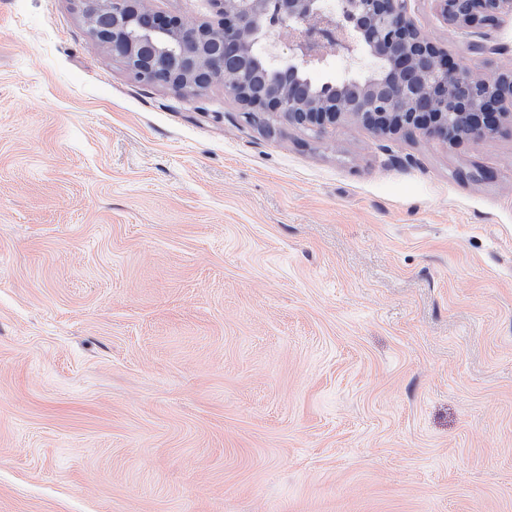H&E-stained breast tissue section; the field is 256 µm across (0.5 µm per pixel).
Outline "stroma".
<instances>
[{
    "label": "stroma",
    "mask_w": 512,
    "mask_h": 512,
    "mask_svg": "<svg viewBox=\"0 0 512 512\" xmlns=\"http://www.w3.org/2000/svg\"><path fill=\"white\" fill-rule=\"evenodd\" d=\"M0 512H512V132L268 130L0 0Z\"/></svg>",
    "instance_id": "1"
}]
</instances>
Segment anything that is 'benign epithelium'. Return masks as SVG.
<instances>
[{
	"mask_svg": "<svg viewBox=\"0 0 512 512\" xmlns=\"http://www.w3.org/2000/svg\"><path fill=\"white\" fill-rule=\"evenodd\" d=\"M94 42L141 81L197 93L214 81L246 118L325 133L355 117L377 134L420 130L477 144L512 127V75L476 76L418 30L410 0H211L216 21L190 23L149 0H75ZM445 19L471 27L512 13V0H436ZM288 41L293 54L278 56ZM347 62L340 81L316 80L328 43Z\"/></svg>",
	"mask_w": 512,
	"mask_h": 512,
	"instance_id": "1",
	"label": "benign epithelium"
}]
</instances>
